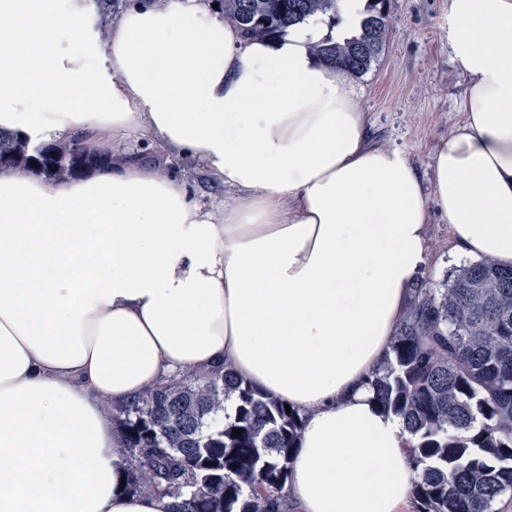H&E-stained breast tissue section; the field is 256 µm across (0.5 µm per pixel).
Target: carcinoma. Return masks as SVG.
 <instances>
[{
	"label": "carcinoma",
	"mask_w": 512,
	"mask_h": 512,
	"mask_svg": "<svg viewBox=\"0 0 512 512\" xmlns=\"http://www.w3.org/2000/svg\"><path fill=\"white\" fill-rule=\"evenodd\" d=\"M218 2L247 37L282 38L311 20L336 24L337 0ZM365 2L350 34L308 43L354 76L371 68L387 26V0ZM0 160L62 181L121 156L63 139L42 157L28 138L0 130ZM371 385L410 435L414 512H495L511 502L512 268L482 258L438 283H417ZM115 417L132 460L129 488L172 499L171 512H295L287 486L302 417L231 366L150 389Z\"/></svg>",
	"instance_id": "cac0c4a2"
}]
</instances>
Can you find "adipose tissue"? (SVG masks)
Listing matches in <instances>:
<instances>
[{
    "label": "adipose tissue",
    "mask_w": 512,
    "mask_h": 512,
    "mask_svg": "<svg viewBox=\"0 0 512 512\" xmlns=\"http://www.w3.org/2000/svg\"><path fill=\"white\" fill-rule=\"evenodd\" d=\"M95 23L93 0H0V129L92 153L140 135L239 198L203 208L131 154L59 182L0 170V512H169L122 488L112 410L227 363L304 415L298 512H409V436L369 380L432 213L452 254L512 266V0H448L468 88L428 190L301 30L247 41L211 0Z\"/></svg>",
    "instance_id": "obj_1"
}]
</instances>
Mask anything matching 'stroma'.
Wrapping results in <instances>:
<instances>
[{"label": "stroma", "mask_w": 512, "mask_h": 512, "mask_svg": "<svg viewBox=\"0 0 512 512\" xmlns=\"http://www.w3.org/2000/svg\"><path fill=\"white\" fill-rule=\"evenodd\" d=\"M448 0H389L385 45L378 61L356 77V100L365 112L369 135L381 146L402 150L424 185H431L432 151L462 118L467 83L448 46ZM176 176L186 180L203 207L233 202L237 192L211 183L190 160L176 161ZM430 251L423 276L442 281L461 257L448 252V227L430 224Z\"/></svg>", "instance_id": "stroma-1"}]
</instances>
